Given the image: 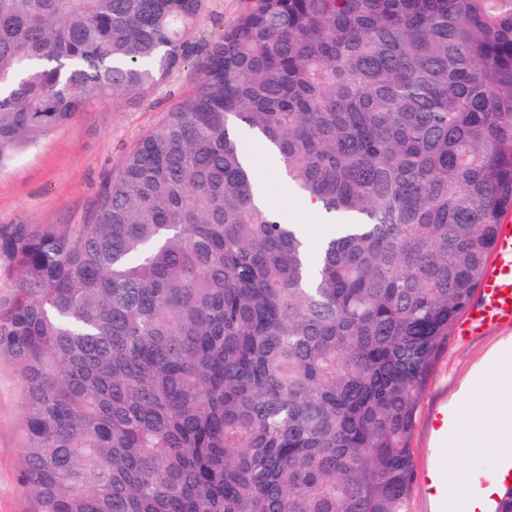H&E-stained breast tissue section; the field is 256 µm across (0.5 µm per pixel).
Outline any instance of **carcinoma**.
I'll use <instances>...</instances> for the list:
<instances>
[{"mask_svg":"<svg viewBox=\"0 0 512 512\" xmlns=\"http://www.w3.org/2000/svg\"><path fill=\"white\" fill-rule=\"evenodd\" d=\"M0 0V164L194 88L83 224H17L28 512H408L426 389L512 212V0ZM261 139L335 218L254 200ZM242 3L243 0H204L202 10L188 32V38L205 49L235 22Z\"/></svg>","mask_w":512,"mask_h":512,"instance_id":"carcinoma-1","label":"carcinoma"}]
</instances>
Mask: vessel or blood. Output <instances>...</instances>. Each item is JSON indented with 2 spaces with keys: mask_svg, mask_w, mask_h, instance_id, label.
<instances>
[{
  "mask_svg": "<svg viewBox=\"0 0 512 512\" xmlns=\"http://www.w3.org/2000/svg\"><path fill=\"white\" fill-rule=\"evenodd\" d=\"M512 324V224L503 223L494 259L484 276L476 303L466 312L462 337L469 338L491 327ZM428 492L441 508L455 505L457 491L448 477V469L439 465L423 476Z\"/></svg>",
  "mask_w": 512,
  "mask_h": 512,
  "instance_id": "1",
  "label": "vessel or blood"
}]
</instances>
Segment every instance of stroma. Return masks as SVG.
Listing matches in <instances>:
<instances>
[{
	"label": "stroma",
	"mask_w": 512,
	"mask_h": 512,
	"mask_svg": "<svg viewBox=\"0 0 512 512\" xmlns=\"http://www.w3.org/2000/svg\"><path fill=\"white\" fill-rule=\"evenodd\" d=\"M243 0H203L188 32L199 47L218 40L242 9ZM194 86V69L185 65L141 104L128 107L99 102L19 153L0 167V236L17 224H82L94 207L103 184L119 169L126 155L157 127L177 97ZM268 184L267 205L286 215L289 223L314 228L311 243H319L318 217L300 209V197L277 170L257 172ZM512 339L511 328H491L467 340L451 339L438 361L419 406L412 448L417 471L447 461L467 474L471 486L482 489L500 481V462L489 454L433 444L426 422L439 402L455 404L468 387L473 369L501 344ZM22 419L20 383L10 360L0 356V512H26L27 499L17 483L22 450L18 430Z\"/></svg>",
	"instance_id": "35a3bbf8"
}]
</instances>
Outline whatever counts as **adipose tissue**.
Returning a JSON list of instances; mask_svg holds the SVG:
<instances>
[{
	"mask_svg": "<svg viewBox=\"0 0 512 512\" xmlns=\"http://www.w3.org/2000/svg\"><path fill=\"white\" fill-rule=\"evenodd\" d=\"M448 445L512 457V340L473 372L469 390L448 415Z\"/></svg>",
	"mask_w": 512,
	"mask_h": 512,
	"instance_id": "adipose-tissue-1",
	"label": "adipose tissue"
}]
</instances>
